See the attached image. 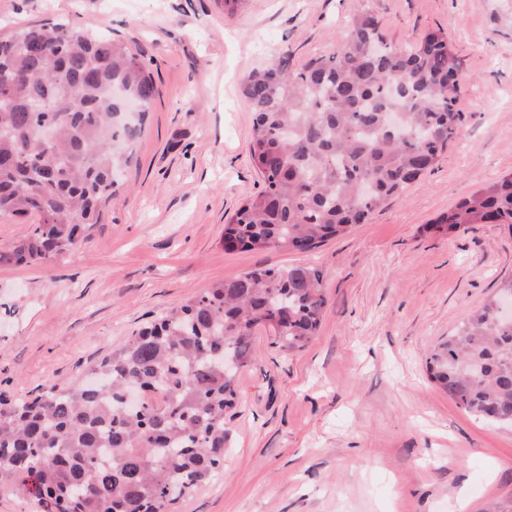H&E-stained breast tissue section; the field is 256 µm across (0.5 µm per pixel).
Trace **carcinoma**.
I'll use <instances>...</instances> for the list:
<instances>
[{"label":"carcinoma","mask_w":512,"mask_h":512,"mask_svg":"<svg viewBox=\"0 0 512 512\" xmlns=\"http://www.w3.org/2000/svg\"><path fill=\"white\" fill-rule=\"evenodd\" d=\"M461 62L441 30L389 44L358 10L340 48L292 72L279 58L241 92L249 151L264 189L224 225V248L308 252L347 234L447 151L466 121ZM155 86L143 56L57 20L0 37V217L40 220L0 263H48L100 223L144 134ZM399 112L393 126L390 115ZM512 232V175L459 200L433 223ZM324 272L257 267L204 288L92 370L98 384L53 385L30 400L0 395V483L45 512H168L224 475L225 419L250 337L305 348L325 305ZM490 298L427 361L431 379L473 416L512 425V319Z\"/></svg>","instance_id":"1"}]
</instances>
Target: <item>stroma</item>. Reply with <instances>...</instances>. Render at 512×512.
I'll return each mask as SVG.
<instances>
[{"label":"stroma","mask_w":512,"mask_h":512,"mask_svg":"<svg viewBox=\"0 0 512 512\" xmlns=\"http://www.w3.org/2000/svg\"><path fill=\"white\" fill-rule=\"evenodd\" d=\"M369 8L389 41L442 29L466 122L406 193L311 252L228 251L224 225L263 182L240 82L300 69ZM71 19L139 50L156 96L100 224L51 263L0 265V393L74 383L142 325L257 266L316 265L326 305L288 353L258 327L226 422L224 475L173 512H512V427L428 377L431 350L512 278V232L433 222L512 174V0H0V35Z\"/></svg>","instance_id":"obj_1"}]
</instances>
